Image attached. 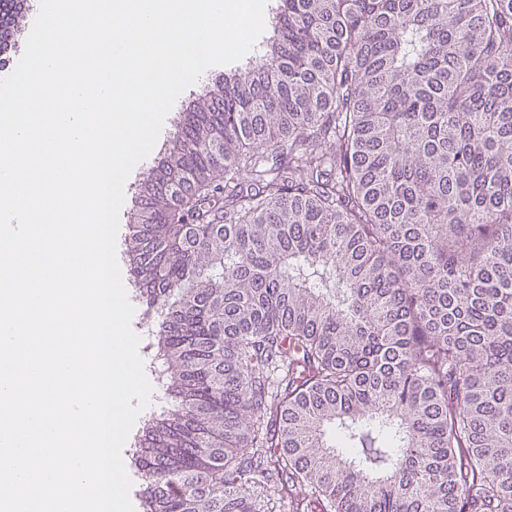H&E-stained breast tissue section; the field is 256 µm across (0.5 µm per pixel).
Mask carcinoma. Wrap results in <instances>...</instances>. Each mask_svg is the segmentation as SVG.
<instances>
[{"label": "carcinoma", "instance_id": "carcinoma-1", "mask_svg": "<svg viewBox=\"0 0 512 512\" xmlns=\"http://www.w3.org/2000/svg\"><path fill=\"white\" fill-rule=\"evenodd\" d=\"M273 22L136 186L142 512H512V0ZM133 330L140 336L142 340L141 356L143 361L151 359L155 353V322L153 316L146 314V307L140 303L135 305V313L132 320ZM145 370L148 373H150L156 386L158 388H162L165 378L163 375L160 374L161 373L160 368L151 362L149 364H145ZM150 375H149V379L154 386V383H153ZM154 388H155V386H154ZM155 390H156V388H155ZM156 393H157V395L155 396V403L152 406V408L150 409V411L143 416H138V418L130 432L131 437L142 435V430H143V425H144L145 419H147L148 416L153 411H157L161 406L166 405L170 401V398L167 394H165V391H157L156 390Z\"/></svg>", "mask_w": 512, "mask_h": 512}]
</instances>
